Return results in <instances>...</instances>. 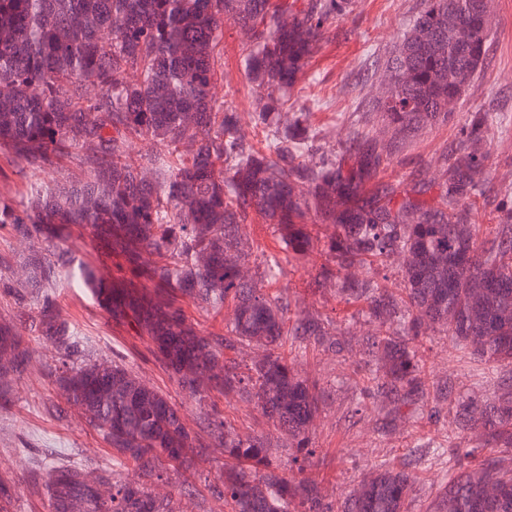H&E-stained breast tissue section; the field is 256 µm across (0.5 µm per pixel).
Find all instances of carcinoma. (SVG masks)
Masks as SVG:
<instances>
[{"label":"carcinoma","mask_w":512,"mask_h":512,"mask_svg":"<svg viewBox=\"0 0 512 512\" xmlns=\"http://www.w3.org/2000/svg\"><path fill=\"white\" fill-rule=\"evenodd\" d=\"M460 0H422L388 63L391 95L378 101L389 141L356 135L335 152L318 144L308 113L283 111L324 31L351 14L356 0H0V174L25 178L67 168L54 187L25 183L21 198L0 197V231L29 243L0 253V296L19 321L0 322V407L4 377L34 364L24 336L50 348L59 420L77 410L112 448L104 499L75 461L33 459L26 488L50 512H176L147 483L194 470L211 449L224 473L206 484L231 512H335L316 485L272 465L262 433L246 437L212 395L253 405L297 449L301 473L319 414L308 382L293 370L288 337L300 348L335 347L331 321L291 310L268 285L314 247L310 224H332L325 261L309 287L331 285L366 309L375 328L368 345L376 368L362 376L389 428L403 411L433 403L429 419L448 417V481L426 512H512V392L492 401L450 398L420 358L432 330L474 358L512 370V207L497 223L469 222L492 136L472 116L455 148L439 155L441 180L414 171L372 182L398 148L397 136L448 122V100L473 87L486 57L489 16ZM246 41L242 88L253 112L243 123L233 100L212 86L224 68V21ZM137 142L146 149L133 152ZM259 216L277 246L242 245ZM78 226L106 243L129 276L110 281L68 246ZM399 262L392 288L378 270ZM89 289L117 326L149 337L150 353L199 405L203 434L191 433L181 408L125 364L92 361L47 288L62 275ZM219 316L226 330L201 332L168 298ZM261 356L241 371L237 354ZM133 467L132 486L117 470ZM419 473L400 462L363 477L340 512H407Z\"/></svg>","instance_id":"cac0c4a2"}]
</instances>
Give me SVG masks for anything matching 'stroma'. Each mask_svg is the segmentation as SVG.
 Returning a JSON list of instances; mask_svg holds the SVG:
<instances>
[{"mask_svg": "<svg viewBox=\"0 0 512 512\" xmlns=\"http://www.w3.org/2000/svg\"><path fill=\"white\" fill-rule=\"evenodd\" d=\"M357 2L353 14L332 24L301 82V91L291 98L296 106L308 108L310 123L322 143L335 150L353 133L382 130L381 114L373 102L379 94L380 75L420 9V0ZM477 112L512 121V0L490 2L486 60L473 90L458 103L448 124L420 130L401 141L385 178L399 181L422 167L429 177H436L438 171L431 168V161L457 142L460 126ZM490 151L481 203L471 215L475 224L489 223L495 209L508 198L505 182L512 178V130L495 135ZM324 260L320 250H313L278 285L285 288L292 311L321 313L338 328L354 333L351 347L343 352L310 347L294 361L299 373L318 382L323 391L322 411L312 434L316 453L304 475L319 486L328 502L338 506L356 488L363 472L390 466L427 442L447 444L448 421L443 418L434 425L417 414L407 418L399 432L380 430L376 410L363 403L355 373L366 361L356 334L364 317L341 300L335 289L315 290L306 285L312 269ZM54 293L91 359H122L141 380L180 404L186 426L197 430V405L186 402L176 382L154 362L147 338L112 327L87 289L67 284ZM26 342L36 371L14 382L11 402L0 410V477L23 483L37 455L57 464L79 461L91 468L111 464L110 449L77 415L58 421L46 413L47 402L55 397L46 374L54 363L53 354L34 337H27ZM420 354L432 378L452 381L458 394L491 400L512 385L511 371L474 361L442 334L424 337ZM365 440L371 445L367 455L358 451ZM418 469L421 476L408 512H425L443 482L448 459L430 451L423 454Z\"/></svg>", "mask_w": 512, "mask_h": 512, "instance_id": "1", "label": "stroma"}]
</instances>
